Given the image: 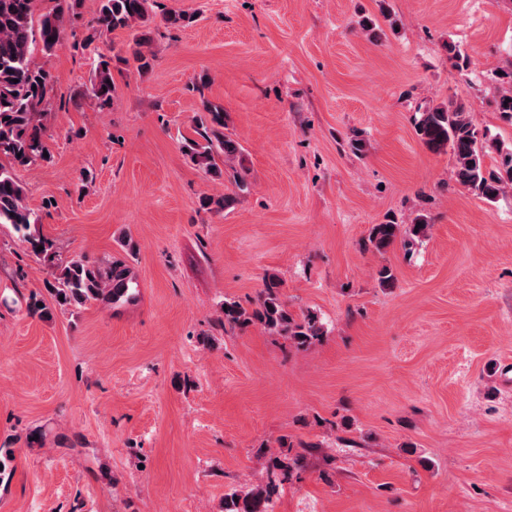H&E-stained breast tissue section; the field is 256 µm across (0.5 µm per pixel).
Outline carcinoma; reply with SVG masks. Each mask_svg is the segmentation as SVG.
Returning a JSON list of instances; mask_svg holds the SVG:
<instances>
[{
    "instance_id": "1",
    "label": "carcinoma",
    "mask_w": 512,
    "mask_h": 512,
    "mask_svg": "<svg viewBox=\"0 0 512 512\" xmlns=\"http://www.w3.org/2000/svg\"><path fill=\"white\" fill-rule=\"evenodd\" d=\"M36 0H0V224H10L21 233L34 254L53 261V243L40 234V217L25 204V188L13 174L16 167H30L46 160L48 151L44 107L54 97L51 75L31 61L30 45L39 36L41 51L51 54L63 34L66 14L74 11L76 0H50L53 6L34 20ZM150 20V0H100L99 33L116 30L133 32L135 49L132 58L120 54L99 57L91 80L89 97L107 104L115 93L112 62H134L137 70L152 68L153 53L144 31ZM508 66L495 75L501 89L495 99L500 114L512 120V53ZM224 108L209 101L202 102L194 132L197 138L185 140L183 150L197 165L218 177L222 170L216 159L231 161L239 156V148L231 134L225 132ZM416 133L422 144L432 152L450 151L454 159L456 181L481 198L493 202L512 186V147L478 130L470 121L463 104L452 100L429 106L419 113ZM500 156V165L491 170L485 164L488 149ZM238 195L205 196L201 205L224 211L235 205ZM428 218L420 215L415 223L404 228L388 221L374 224L364 246L378 253L386 251L403 234L426 235ZM43 250H37V247ZM281 282L275 275L265 278L255 306L243 307L234 300H224L222 326L231 328L258 324L269 333L286 337L300 347L322 340L326 330L321 319L308 311L299 315L288 309L280 298ZM46 288L60 306H82L92 300L131 301L134 293L127 280V269L120 263L102 266L84 255H76L61 265L53 266L52 280ZM303 455L277 458L273 468L286 481L300 466ZM274 481L258 483L246 491L224 494V512H271Z\"/></svg>"
}]
</instances>
